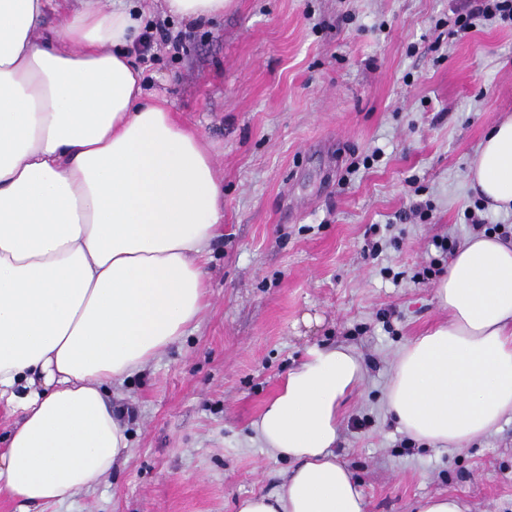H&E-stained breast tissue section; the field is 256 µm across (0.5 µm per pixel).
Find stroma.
Returning <instances> with one entry per match:
<instances>
[{
	"label": "stroma",
	"instance_id": "obj_1",
	"mask_svg": "<svg viewBox=\"0 0 512 512\" xmlns=\"http://www.w3.org/2000/svg\"><path fill=\"white\" fill-rule=\"evenodd\" d=\"M470 2L232 0L197 25L134 0L184 37L153 49L146 89L210 153L223 234L199 320L109 390L134 412L128 461L29 512H235L288 467L252 421L310 347L339 345L364 365L335 452L366 512H412L435 494L512 512L511 418L447 452L412 441L385 404L400 349L443 318L436 279L416 274L447 271L435 239L471 233L467 172L487 129L512 114V25L482 21L457 38L455 12Z\"/></svg>",
	"mask_w": 512,
	"mask_h": 512
}]
</instances>
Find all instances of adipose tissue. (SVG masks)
Here are the masks:
<instances>
[{
	"mask_svg": "<svg viewBox=\"0 0 512 512\" xmlns=\"http://www.w3.org/2000/svg\"><path fill=\"white\" fill-rule=\"evenodd\" d=\"M0 0V402L20 418L0 448V494L54 504L131 454L108 386L142 373L205 306L224 220L200 138L145 93L123 0ZM64 19L46 28L49 11ZM468 184L512 212V116L480 145ZM448 319L401 350L385 400L400 431L449 450L512 415V241L477 232L436 286ZM363 380L348 347H312L253 423L291 462L236 512H365L334 453Z\"/></svg>",
	"mask_w": 512,
	"mask_h": 512,
	"instance_id": "1",
	"label": "adipose tissue"
}]
</instances>
